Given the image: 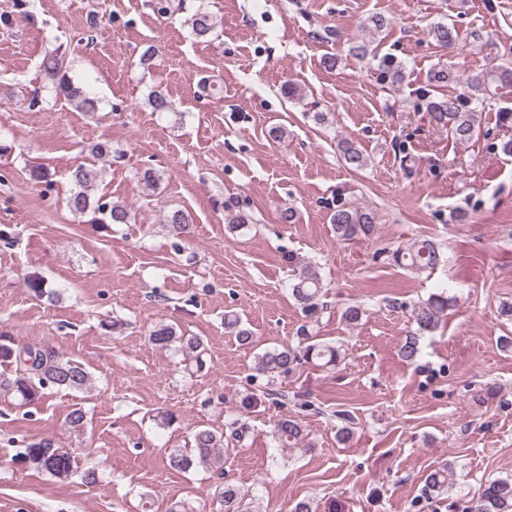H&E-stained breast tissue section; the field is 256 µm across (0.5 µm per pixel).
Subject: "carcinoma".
I'll list each match as a JSON object with an SVG mask.
<instances>
[{
  "instance_id": "1",
  "label": "carcinoma",
  "mask_w": 512,
  "mask_h": 512,
  "mask_svg": "<svg viewBox=\"0 0 512 512\" xmlns=\"http://www.w3.org/2000/svg\"><path fill=\"white\" fill-rule=\"evenodd\" d=\"M192 34L198 39L207 38L214 29V20L205 10L197 9L187 18ZM429 36L441 48L452 49L457 41L455 28L436 22L429 29ZM351 52L360 59L372 57L378 60V70L383 79L393 84L405 80L403 65L397 58L385 54L378 56L371 42L363 40L352 45ZM41 71L47 77L53 96L63 98L86 112L96 110L97 101L88 95L86 89L75 83L68 75L66 56L57 52L45 56ZM457 82L454 72L446 67H435L427 74V88L419 91V98L425 105V112L431 124L448 132L459 141H469L483 134L482 111L486 104L498 95V90L512 87V65L504 62L485 70L474 72L465 78L466 90L453 96L433 94V91L448 83ZM336 149L344 163L352 169L367 166L363 151L350 139L337 141ZM95 160L78 164L71 172L75 190L68 199L69 209L78 215L92 214L90 223L104 228L112 224H128L131 220L128 205L119 202H106L101 199L91 201L89 191L104 179L106 168L98 160L112 161V145L105 141L91 150ZM224 208L225 223L240 226L249 221L240 210L238 202H221ZM377 217L369 209L340 204L330 214L336 237L342 241L358 237H368L374 233ZM166 224L174 236L184 239L190 234L192 218L182 209H173L166 216ZM397 266L415 271L432 269L441 262L439 245L431 239H420L408 248H397L391 254ZM295 274L291 283V294L301 305L308 317L320 311V286L315 270L301 262L294 263ZM452 306V299L445 294H434L426 301L413 305L411 315L420 333L436 330L441 317ZM224 328L243 343L250 341V332L241 327L237 317L224 316ZM302 342L297 347L285 346L281 349L266 350L256 357V369L262 373H287L302 360L318 361L325 367L336 365L340 358L337 347L314 342L306 331H301ZM150 342L158 348L167 349L176 344L193 358L196 368L202 369L203 342L199 338L185 337L169 324L156 326L149 334ZM0 363L16 366L15 377L4 383V387L16 394L23 405L38 402L45 391L51 388L82 390L91 383L92 376L80 362L64 358L53 350L14 346L12 337L0 332ZM248 427L233 419L229 422V435L209 429L197 431L193 436L192 448L188 451L176 449L169 455V464L178 470H189L194 466H204L215 474L217 492L224 512H248L244 496L239 489L224 482V443L238 446L247 436ZM273 437L281 448L282 455L291 452L304 453L311 449L300 422L282 418L274 426ZM22 456L34 469L47 473L59 480H68L76 472L75 458L66 450L57 447L53 440L43 438L27 444ZM426 489L431 493L442 494L448 491V465L430 471L425 477ZM469 512H512V482L490 481L484 485L482 493L469 507Z\"/></svg>"
}]
</instances>
